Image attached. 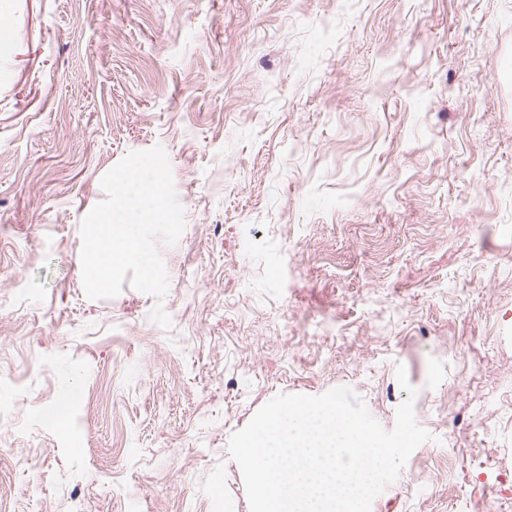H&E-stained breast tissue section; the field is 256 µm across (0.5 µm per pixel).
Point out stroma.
<instances>
[{
	"label": "stroma",
	"instance_id": "obj_1",
	"mask_svg": "<svg viewBox=\"0 0 512 512\" xmlns=\"http://www.w3.org/2000/svg\"><path fill=\"white\" fill-rule=\"evenodd\" d=\"M0 504L249 512L231 435L348 386L432 438L371 512L512 497V0H0ZM162 146L163 301L80 226ZM162 304L173 326L150 321ZM75 391L60 435L49 414Z\"/></svg>",
	"mask_w": 512,
	"mask_h": 512
}]
</instances>
